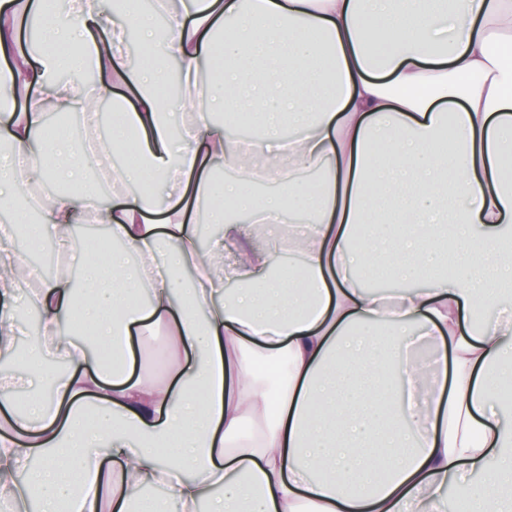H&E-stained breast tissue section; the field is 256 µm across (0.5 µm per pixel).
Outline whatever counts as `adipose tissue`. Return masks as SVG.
Here are the masks:
<instances>
[{"mask_svg": "<svg viewBox=\"0 0 512 512\" xmlns=\"http://www.w3.org/2000/svg\"><path fill=\"white\" fill-rule=\"evenodd\" d=\"M75 4L50 17L44 0H0V204L65 184L37 205L40 242L66 256L28 296L42 340L0 372L19 512H165L140 494L152 483L180 512H446L455 477L471 512H512V314L474 324L512 281V0H155L109 31L103 0ZM30 15L58 52H26ZM68 62L92 78L54 82L56 106L92 128L99 100L118 103L107 142L47 135L32 79ZM186 108L170 135L159 115ZM125 151L138 162L113 170L111 196L80 194ZM205 209L222 232L203 251ZM91 219L106 227L94 252L73 241ZM23 221L0 225L1 352L21 334ZM287 251L298 275L271 276ZM378 270L402 288H361ZM152 353L164 377L133 374ZM282 360L268 395L256 368Z\"/></svg>", "mask_w": 512, "mask_h": 512, "instance_id": "adipose-tissue-1", "label": "adipose tissue"}]
</instances>
